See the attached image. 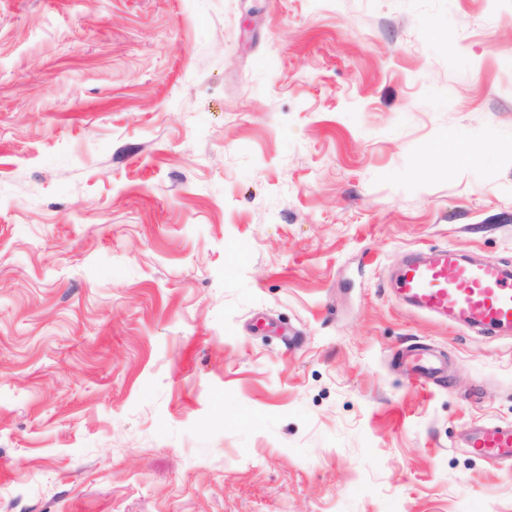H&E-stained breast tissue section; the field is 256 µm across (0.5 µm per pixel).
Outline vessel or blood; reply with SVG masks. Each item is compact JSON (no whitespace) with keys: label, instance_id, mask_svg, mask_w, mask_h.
I'll use <instances>...</instances> for the list:
<instances>
[{"label":"vessel or blood","instance_id":"b4317fda","mask_svg":"<svg viewBox=\"0 0 512 512\" xmlns=\"http://www.w3.org/2000/svg\"><path fill=\"white\" fill-rule=\"evenodd\" d=\"M397 291L415 309L485 335L512 330V271L495 261H469L452 248L412 255L398 271ZM405 362L420 378L440 370L425 351ZM465 445L487 460H512V424L471 431Z\"/></svg>","mask_w":512,"mask_h":512}]
</instances>
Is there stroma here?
<instances>
[{"label":"stroma","mask_w":512,"mask_h":512,"mask_svg":"<svg viewBox=\"0 0 512 512\" xmlns=\"http://www.w3.org/2000/svg\"><path fill=\"white\" fill-rule=\"evenodd\" d=\"M444 247L512 270V0H0V512H512ZM404 360L410 372L420 378H428L440 371V366L430 358L427 351L410 352ZM465 445L472 454L483 459L512 460V424L472 430Z\"/></svg>","instance_id":"35a3bbf8"}]
</instances>
